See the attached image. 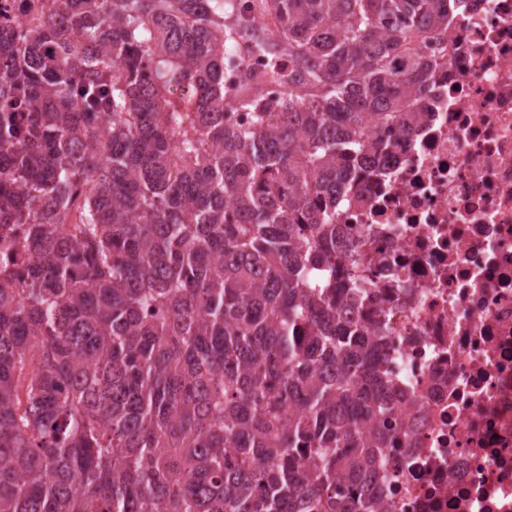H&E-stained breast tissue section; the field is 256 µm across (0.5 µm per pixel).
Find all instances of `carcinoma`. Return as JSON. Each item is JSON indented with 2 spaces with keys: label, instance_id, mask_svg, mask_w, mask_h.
Returning <instances> with one entry per match:
<instances>
[{
  "label": "carcinoma",
  "instance_id": "cac0c4a2",
  "mask_svg": "<svg viewBox=\"0 0 512 512\" xmlns=\"http://www.w3.org/2000/svg\"><path fill=\"white\" fill-rule=\"evenodd\" d=\"M46 2L0 28V512H370L394 408L322 256L464 0Z\"/></svg>",
  "mask_w": 512,
  "mask_h": 512
}]
</instances>
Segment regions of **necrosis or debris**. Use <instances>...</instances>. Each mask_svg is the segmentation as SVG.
Instances as JSON below:
<instances>
[{"label": "necrosis or debris", "mask_w": 512, "mask_h": 512, "mask_svg": "<svg viewBox=\"0 0 512 512\" xmlns=\"http://www.w3.org/2000/svg\"><path fill=\"white\" fill-rule=\"evenodd\" d=\"M415 130L353 180L337 279L387 376L378 512H512V0H471L440 40Z\"/></svg>", "instance_id": "necrosis-or-debris-1"}]
</instances>
